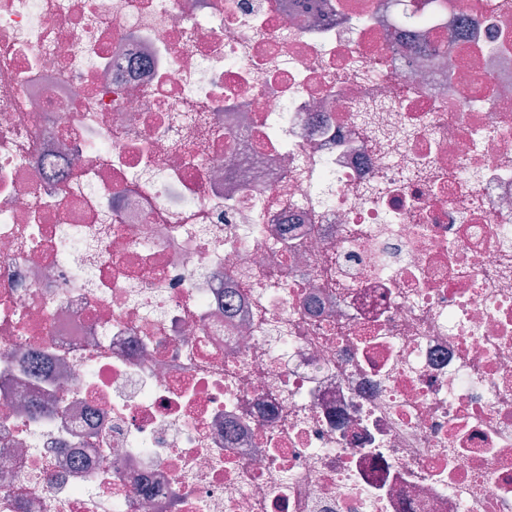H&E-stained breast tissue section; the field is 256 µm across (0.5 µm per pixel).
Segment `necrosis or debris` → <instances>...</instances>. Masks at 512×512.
Returning <instances> with one entry per match:
<instances>
[{
    "label": "necrosis or debris",
    "instance_id": "obj_1",
    "mask_svg": "<svg viewBox=\"0 0 512 512\" xmlns=\"http://www.w3.org/2000/svg\"><path fill=\"white\" fill-rule=\"evenodd\" d=\"M0 512H512V0H0Z\"/></svg>",
    "mask_w": 512,
    "mask_h": 512
}]
</instances>
